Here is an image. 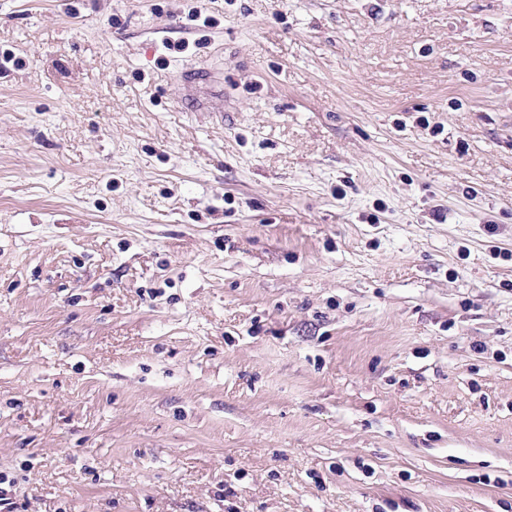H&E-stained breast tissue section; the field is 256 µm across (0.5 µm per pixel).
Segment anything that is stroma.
<instances>
[{"instance_id": "stroma-1", "label": "stroma", "mask_w": 512, "mask_h": 512, "mask_svg": "<svg viewBox=\"0 0 512 512\" xmlns=\"http://www.w3.org/2000/svg\"><path fill=\"white\" fill-rule=\"evenodd\" d=\"M4 51L18 512H512V0H0ZM182 95L185 99L194 102L195 111L210 112L223 122L224 89L218 77L210 69L205 67L194 69L193 73L183 81Z\"/></svg>"}]
</instances>
